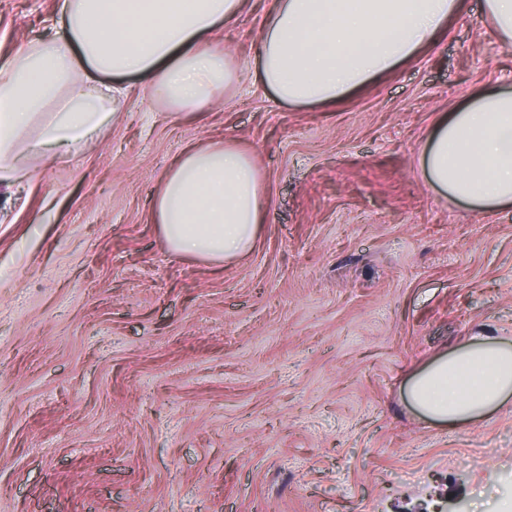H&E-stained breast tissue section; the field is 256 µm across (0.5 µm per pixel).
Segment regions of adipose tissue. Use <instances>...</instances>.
Instances as JSON below:
<instances>
[{
    "mask_svg": "<svg viewBox=\"0 0 512 512\" xmlns=\"http://www.w3.org/2000/svg\"><path fill=\"white\" fill-rule=\"evenodd\" d=\"M246 0H58L56 34L0 63V181L25 176L46 148L92 142L114 119L133 76L149 99L191 114L235 80L210 35L238 20ZM461 0H272L261 23L254 79L281 102L342 100L437 43ZM433 189L479 207L512 203V90L493 88L441 116L423 150ZM266 185L229 142L186 149L165 173L154 216L170 251L214 262L249 252L264 222ZM406 395L423 416L452 426L512 396V341L474 338L415 374Z\"/></svg>",
    "mask_w": 512,
    "mask_h": 512,
    "instance_id": "adipose-tissue-1",
    "label": "adipose tissue"
}]
</instances>
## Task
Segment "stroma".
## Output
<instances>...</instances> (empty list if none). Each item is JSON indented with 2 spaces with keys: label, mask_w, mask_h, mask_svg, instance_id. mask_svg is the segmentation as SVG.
<instances>
[{
  "label": "stroma",
  "mask_w": 512,
  "mask_h": 512,
  "mask_svg": "<svg viewBox=\"0 0 512 512\" xmlns=\"http://www.w3.org/2000/svg\"><path fill=\"white\" fill-rule=\"evenodd\" d=\"M483 0L434 47L332 106L253 80L269 0L213 37L209 111L143 98L0 184V512H512V399L458 427L405 386L475 336L512 339V205L439 196L437 119L512 89ZM56 0H0V56ZM229 140L267 186L249 254L172 253L154 221L184 149Z\"/></svg>",
  "instance_id": "1"
}]
</instances>
